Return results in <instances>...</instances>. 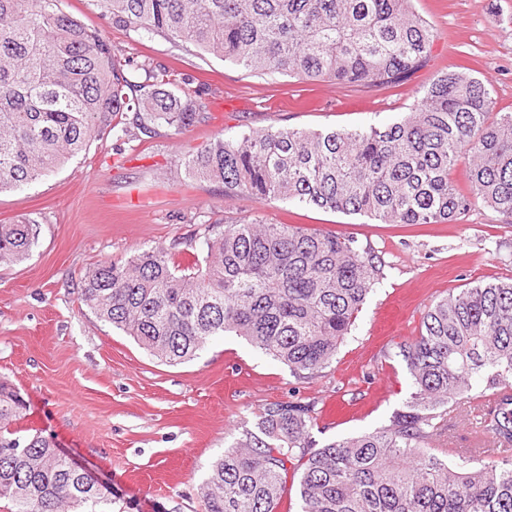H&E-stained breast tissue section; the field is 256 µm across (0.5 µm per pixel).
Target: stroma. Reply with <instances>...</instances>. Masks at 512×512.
<instances>
[{
    "label": "stroma",
    "instance_id": "obj_1",
    "mask_svg": "<svg viewBox=\"0 0 512 512\" xmlns=\"http://www.w3.org/2000/svg\"><path fill=\"white\" fill-rule=\"evenodd\" d=\"M412 7L437 33L427 65L398 86L361 87L252 73L112 26L92 0H62L118 58L166 67L207 105L204 122L178 132L162 125L143 142L100 136L49 177L0 194V223L40 222L28 259L0 264V381L29 405L21 429L42 432L103 479L109 512H206L200 486L210 463L272 402L316 403L319 447L387 425L410 392L395 347L417 336L424 310L466 284L512 277V224L482 205L457 222L405 226L230 198L212 181L170 178L179 155L219 134L394 122L446 70L472 72L511 112L512 0H412ZM251 222L328 230L383 261L350 335L314 379L294 376L235 335L214 338L185 363L163 364L81 300L80 279L92 264L147 246L184 263L225 225Z\"/></svg>",
    "mask_w": 512,
    "mask_h": 512
}]
</instances>
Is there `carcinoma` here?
Here are the masks:
<instances>
[{
  "instance_id": "obj_1",
  "label": "carcinoma",
  "mask_w": 512,
  "mask_h": 512,
  "mask_svg": "<svg viewBox=\"0 0 512 512\" xmlns=\"http://www.w3.org/2000/svg\"><path fill=\"white\" fill-rule=\"evenodd\" d=\"M112 25L224 57L253 73L396 86L424 67L433 29L411 0H96ZM136 81L61 0H0V192L53 174L105 134L118 141L205 119L160 65ZM468 158V188L450 178ZM206 178L226 195L297 201L385 224L452 222L478 204L512 223V112L461 71L437 74L402 119L363 129L290 128L219 134L178 158L176 178ZM39 236L29 217L0 224V262H22ZM201 259L180 265L162 247L87 267L81 299L150 355L183 363L217 336H243L302 379L322 373L350 334L380 274L370 247L288 224H226ZM411 392L389 424L315 447L314 403H273L224 449L202 483L206 512H278L287 476L298 512H512V455L430 443L445 412L488 397L479 435L512 446V278L452 292L398 346ZM27 415L0 382V500L12 512H91L103 490L51 440L22 437Z\"/></svg>"
}]
</instances>
